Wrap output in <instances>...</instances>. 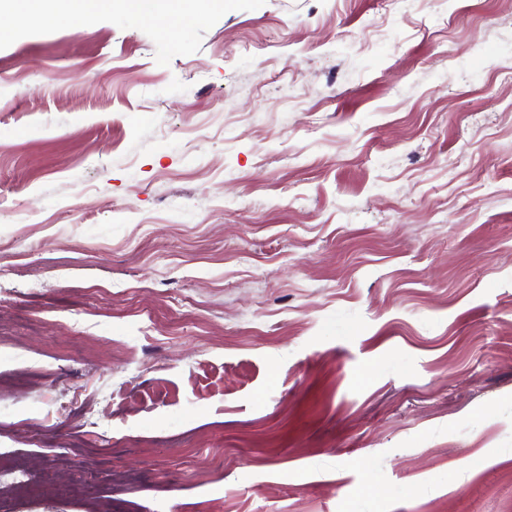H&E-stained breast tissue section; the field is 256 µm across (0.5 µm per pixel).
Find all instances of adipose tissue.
Returning <instances> with one entry per match:
<instances>
[{"label": "adipose tissue", "instance_id": "1", "mask_svg": "<svg viewBox=\"0 0 512 512\" xmlns=\"http://www.w3.org/2000/svg\"><path fill=\"white\" fill-rule=\"evenodd\" d=\"M175 0H0V39L28 26L67 25L80 28L86 18L120 9L130 17L168 20Z\"/></svg>", "mask_w": 512, "mask_h": 512}]
</instances>
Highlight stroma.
<instances>
[{
	"label": "stroma",
	"mask_w": 512,
	"mask_h": 512,
	"mask_svg": "<svg viewBox=\"0 0 512 512\" xmlns=\"http://www.w3.org/2000/svg\"><path fill=\"white\" fill-rule=\"evenodd\" d=\"M0 512H512V0H211L0 39ZM32 475L45 485L53 482V476L48 472L37 474L22 466H14L7 469L0 468V482L15 489L25 488L31 482Z\"/></svg>",
	"instance_id": "stroma-1"
}]
</instances>
